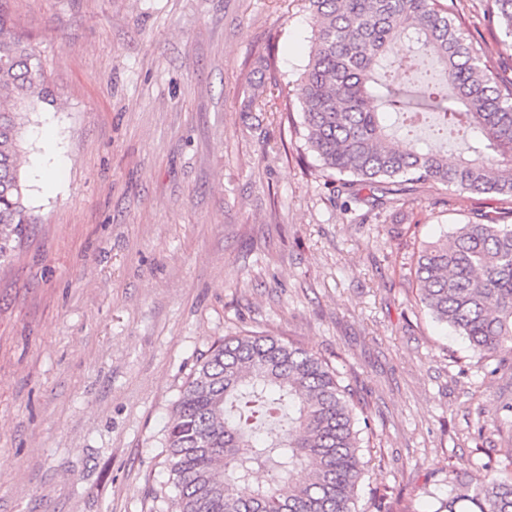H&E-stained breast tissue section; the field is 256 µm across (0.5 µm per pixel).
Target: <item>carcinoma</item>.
Here are the masks:
<instances>
[{
    "instance_id": "cac0c4a2",
    "label": "carcinoma",
    "mask_w": 512,
    "mask_h": 512,
    "mask_svg": "<svg viewBox=\"0 0 512 512\" xmlns=\"http://www.w3.org/2000/svg\"><path fill=\"white\" fill-rule=\"evenodd\" d=\"M512 37V0H494ZM314 34L296 80L306 144L338 195L399 201L427 183L490 195L449 241L419 253V300L489 358L512 352V81L483 65L441 0H308ZM51 102L36 55L0 12V260L34 217L20 171L23 113ZM429 127L470 138L453 161L420 146ZM355 392L323 356L258 333L212 346L165 430L177 512H355L364 474ZM273 470L271 484L258 474ZM434 512H512V471L450 478Z\"/></svg>"
}]
</instances>
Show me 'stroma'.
<instances>
[{"mask_svg": "<svg viewBox=\"0 0 512 512\" xmlns=\"http://www.w3.org/2000/svg\"><path fill=\"white\" fill-rule=\"evenodd\" d=\"M512 81L490 0H450ZM53 104L25 108L29 225L0 263V512H175L165 426L195 365L247 331L328 358L370 417L357 512H416L512 447V354L423 310L419 251L477 196L424 185L344 210L277 111L306 0H0ZM277 42L274 69L257 60ZM264 82L261 116L243 106ZM366 215L363 224L353 215Z\"/></svg>", "mask_w": 512, "mask_h": 512, "instance_id": "stroma-1", "label": "stroma"}]
</instances>
